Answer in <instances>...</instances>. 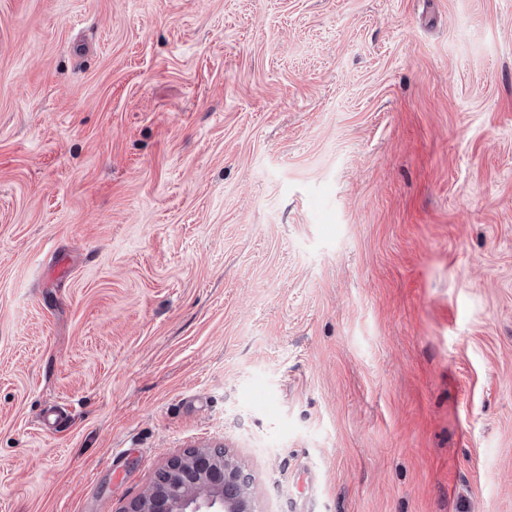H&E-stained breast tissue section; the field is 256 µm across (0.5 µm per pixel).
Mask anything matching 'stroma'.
<instances>
[{
    "mask_svg": "<svg viewBox=\"0 0 512 512\" xmlns=\"http://www.w3.org/2000/svg\"><path fill=\"white\" fill-rule=\"evenodd\" d=\"M218 446L512 512V0H0V512Z\"/></svg>",
    "mask_w": 512,
    "mask_h": 512,
    "instance_id": "obj_1",
    "label": "stroma"
}]
</instances>
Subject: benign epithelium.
I'll use <instances>...</instances> for the list:
<instances>
[{"instance_id": "7a95c632", "label": "benign epithelium", "mask_w": 512, "mask_h": 512, "mask_svg": "<svg viewBox=\"0 0 512 512\" xmlns=\"http://www.w3.org/2000/svg\"><path fill=\"white\" fill-rule=\"evenodd\" d=\"M161 475L162 487L150 486L125 512H259L250 477L226 451L189 450Z\"/></svg>"}]
</instances>
